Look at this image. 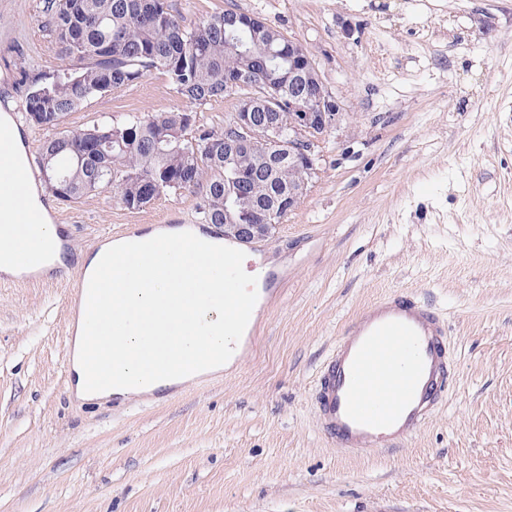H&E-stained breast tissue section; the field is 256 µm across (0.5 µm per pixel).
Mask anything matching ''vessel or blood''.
<instances>
[{
    "label": "vessel or blood",
    "mask_w": 512,
    "mask_h": 512,
    "mask_svg": "<svg viewBox=\"0 0 512 512\" xmlns=\"http://www.w3.org/2000/svg\"><path fill=\"white\" fill-rule=\"evenodd\" d=\"M245 254L251 269H264L262 287L241 300L234 259ZM267 252L232 242L224 251V320L233 351L248 342L244 335L254 308L273 293L276 275L266 272ZM99 284L75 288L71 314L93 318ZM447 329L435 311L413 296L392 294L368 306L342 332L317 380L314 403L323 435L352 454L390 448L415 434L434 413L448 390Z\"/></svg>",
    "instance_id": "vessel-or-blood-1"
}]
</instances>
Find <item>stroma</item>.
<instances>
[{"label":"stroma","instance_id":"stroma-1","mask_svg":"<svg viewBox=\"0 0 512 512\" xmlns=\"http://www.w3.org/2000/svg\"><path fill=\"white\" fill-rule=\"evenodd\" d=\"M191 26L258 16L316 60L342 119L263 244L257 345L169 398L77 400L66 299L123 224H198L205 186L140 209L44 191L66 267L0 276V512H512V0H166ZM62 56L44 0H0V106ZM151 72L64 127L180 106ZM404 291L448 324V396L406 442L338 453L311 394L342 329Z\"/></svg>","mask_w":512,"mask_h":512}]
</instances>
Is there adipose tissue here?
<instances>
[{"label": "adipose tissue", "mask_w": 512, "mask_h": 512, "mask_svg": "<svg viewBox=\"0 0 512 512\" xmlns=\"http://www.w3.org/2000/svg\"><path fill=\"white\" fill-rule=\"evenodd\" d=\"M41 212L34 224L16 222L20 208ZM35 188L20 194L0 190V273L31 272L29 252L55 248L53 267L64 264L61 229L45 214ZM212 237L201 230L155 228L136 243L103 245L86 259L87 271L103 279L101 316L80 320L74 338L75 388L79 399L121 397L168 385L170 364L182 381L202 374L201 363L224 352V309L209 304L224 289V268L213 261ZM115 254L123 263H112ZM136 377V384L112 387L113 374Z\"/></svg>", "instance_id": "obj_1"}]
</instances>
